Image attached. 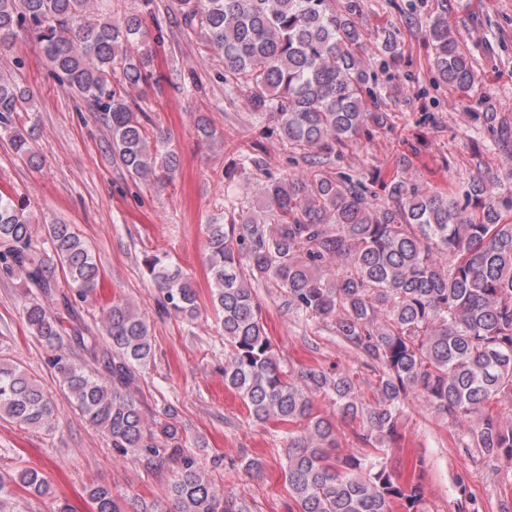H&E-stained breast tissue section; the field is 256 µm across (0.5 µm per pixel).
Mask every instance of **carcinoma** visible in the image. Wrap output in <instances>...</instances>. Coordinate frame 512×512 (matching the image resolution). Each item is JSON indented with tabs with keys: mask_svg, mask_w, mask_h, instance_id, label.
<instances>
[{
	"mask_svg": "<svg viewBox=\"0 0 512 512\" xmlns=\"http://www.w3.org/2000/svg\"><path fill=\"white\" fill-rule=\"evenodd\" d=\"M112 0H0V50L30 36L53 77L72 90L111 131V150L130 176L172 180L180 163L171 135L152 124L132 93L152 79L147 13L112 19ZM427 21L429 64L462 96L476 70L448 24L447 0ZM181 20L199 30L206 56L223 65L224 89L242 98L262 133L277 134L312 169L268 175L256 150L224 171L232 183L257 179L253 199L224 195L229 222L207 225L211 304L224 331V385L257 422L279 425L287 442L281 462L289 512H422L424 489L401 481L389 463L413 403L452 425L466 424L462 447L484 464L512 467V201H497V184L477 180L458 198L422 192L395 172L368 181L329 165L348 143L372 138L390 115L378 105L377 74L359 55L360 5L347 0H177ZM396 33L377 34V64L388 72L398 54ZM35 95L0 71V128L15 153L38 164L30 132L17 124L35 111ZM44 231L71 294L55 312L25 291L22 317L49 349L47 364L71 405L110 438L121 456L148 467L180 463L167 502L154 512H256L217 487L186 454L175 410L144 416L133 390L155 358L143 315L122 299L102 309L100 344L93 328L66 315L76 299L99 287L102 274L86 241L70 224ZM0 269L19 273L44 295L55 282L34 244L24 204L0 191ZM144 274L162 306L191 324L196 292L167 256L145 257ZM281 290L297 318L329 326L373 372L374 401L359 397L355 372L287 367L265 329L253 284ZM332 399L356 438L370 450L339 456L336 422L314 409ZM0 419L52 432L58 413L49 393L21 366L0 358ZM51 494L34 468L0 471V512H22L18 490ZM92 512H124L106 485L86 490Z\"/></svg>",
	"mask_w": 512,
	"mask_h": 512,
	"instance_id": "1",
	"label": "carcinoma"
}]
</instances>
